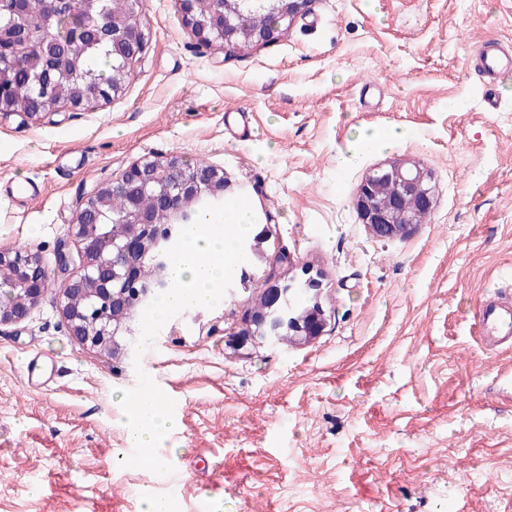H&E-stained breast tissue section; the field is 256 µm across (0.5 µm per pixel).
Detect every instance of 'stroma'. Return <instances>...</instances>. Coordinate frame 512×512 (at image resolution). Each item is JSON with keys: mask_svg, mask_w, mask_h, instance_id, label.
I'll return each instance as SVG.
<instances>
[{"mask_svg": "<svg viewBox=\"0 0 512 512\" xmlns=\"http://www.w3.org/2000/svg\"><path fill=\"white\" fill-rule=\"evenodd\" d=\"M150 34L123 93L52 121L0 119V248L79 268L69 235L84 194L146 155L223 170L258 217L265 261L234 297L183 312L140 366L71 336L51 285L0 326V512H512V350L474 336L482 300L512 298V75L469 66L512 45V0H315L276 42L226 57L199 46L177 0H145ZM499 111H486V96ZM398 148L340 170L357 129ZM433 175L428 223L375 237L357 185L397 160ZM287 252L319 276L330 317L302 345H225ZM175 402L160 453L130 455L119 400L136 368ZM472 66L487 83L495 84L502 74L512 71V50L499 41L484 42L472 60Z\"/></svg>", "mask_w": 512, "mask_h": 512, "instance_id": "35a3bbf8", "label": "stroma"}]
</instances>
